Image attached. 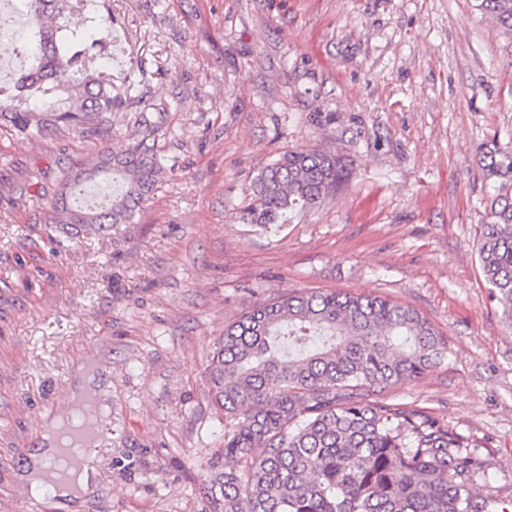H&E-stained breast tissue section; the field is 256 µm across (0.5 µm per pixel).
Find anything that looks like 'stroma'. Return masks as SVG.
<instances>
[{"label":"stroma","instance_id":"stroma-1","mask_svg":"<svg viewBox=\"0 0 512 512\" xmlns=\"http://www.w3.org/2000/svg\"><path fill=\"white\" fill-rule=\"evenodd\" d=\"M112 13L96 59L147 73L168 103L165 171L133 223H50L72 167L121 151L39 141L0 121V512H66L17 478L45 413L94 357L104 412L99 478L75 512H215L209 467L224 416L205 377L225 324L285 290L377 295L415 309L444 359L386 393L465 437L482 495L512 499V331L473 245L512 150V36L475 0H94ZM340 152L351 179L288 223H244L254 176L289 149Z\"/></svg>","mask_w":512,"mask_h":512}]
</instances>
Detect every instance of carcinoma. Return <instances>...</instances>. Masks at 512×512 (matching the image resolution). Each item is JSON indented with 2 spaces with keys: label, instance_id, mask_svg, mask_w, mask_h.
<instances>
[{
  "label": "carcinoma",
  "instance_id": "obj_1",
  "mask_svg": "<svg viewBox=\"0 0 512 512\" xmlns=\"http://www.w3.org/2000/svg\"><path fill=\"white\" fill-rule=\"evenodd\" d=\"M83 0H21L31 24V65L0 86V120L28 139L60 130L112 135V113H130L125 149L104 152L88 169L65 175L50 202V223L103 229L133 221L167 160L155 149L167 107L152 104L144 81L94 68L92 50L114 19L74 18ZM492 26L512 35V0H475ZM479 163L500 183L476 257L501 319L512 328V152L493 139ZM349 176L344 157L288 150L250 186L241 218L285 224L320 207ZM112 180L109 199L83 200V186ZM446 342L414 309L379 296L336 291L284 292L224 326L208 366L213 406L224 413V460L213 464L210 492L221 512H512V500L473 491L479 460L448 425L381 399L393 385L444 358Z\"/></svg>",
  "mask_w": 512,
  "mask_h": 512
}]
</instances>
